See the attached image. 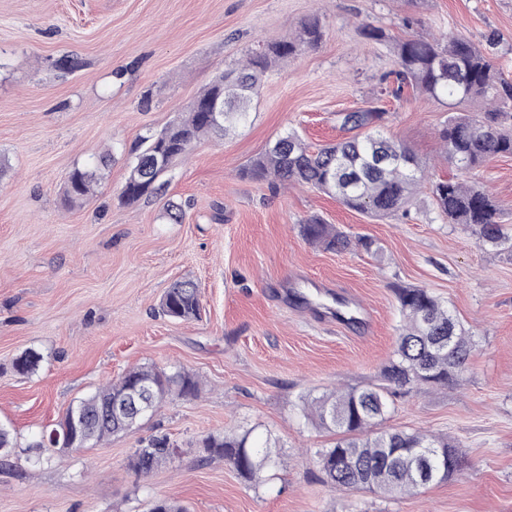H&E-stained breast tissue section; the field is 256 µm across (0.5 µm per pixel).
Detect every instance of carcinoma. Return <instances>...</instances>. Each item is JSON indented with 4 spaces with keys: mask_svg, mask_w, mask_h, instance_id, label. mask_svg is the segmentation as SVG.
<instances>
[{
    "mask_svg": "<svg viewBox=\"0 0 512 512\" xmlns=\"http://www.w3.org/2000/svg\"><path fill=\"white\" fill-rule=\"evenodd\" d=\"M323 34L319 18L305 20L295 36L267 42L245 62L219 75L197 96L188 112L177 115L162 130L142 137L121 200L134 203L162 192L163 169L155 167L156 155L175 160L188 153L201 136H224L243 126L252 97L273 65L318 45ZM395 54L397 68L390 72L393 86L383 78L381 93L399 98L410 88L448 101L453 110L439 130V139L459 175L432 184L438 215L469 231L478 244L511 253L512 227L498 221L494 201L478 185L465 183L462 175L481 167L492 156L512 155V83L500 76L478 46L454 33L442 41H399ZM216 99L224 104L218 124L203 111ZM472 102L481 103L484 111L476 115L457 111ZM384 115L378 107L341 113V127L348 136L315 151L304 145L298 133L290 131L242 174L260 181L310 186L335 195L349 209L376 218L391 217L409 207L425 180V171L405 145L384 135ZM105 167L107 158L103 157L93 167L74 168L64 186V202L87 198L92 185L103 178ZM301 232L307 241L327 251L342 252L356 246L368 253L378 252L374 241H353L318 217L308 219ZM393 291L402 323L393 356L381 372V383L302 398L307 418L336 435L332 447L315 451L325 481L336 489L367 488L388 495H409L446 481L462 464L458 445L444 437L383 426L398 391L462 382L473 350L471 335L447 303L426 288L396 286ZM160 310L176 320L197 319L198 285L190 279L174 281L160 300ZM41 360L38 351L29 349L13 360L12 369L20 375L32 374ZM137 383L152 395L151 416L167 400L192 399L201 388L199 377L186 370L168 373L149 366L128 370L76 400L86 412L90 444L138 427V420L123 422L108 414L125 385ZM274 447L270 439L261 441L250 431L208 435L201 440L200 462L220 460L246 479L260 482L274 461ZM173 457L168 438L157 436L144 449L133 451L128 466L137 476L147 477Z\"/></svg>",
    "mask_w": 512,
    "mask_h": 512,
    "instance_id": "cac0c4a2",
    "label": "carcinoma"
}]
</instances>
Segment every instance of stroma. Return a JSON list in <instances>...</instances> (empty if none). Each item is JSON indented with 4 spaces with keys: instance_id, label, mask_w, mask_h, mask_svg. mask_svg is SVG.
I'll return each mask as SVG.
<instances>
[{
    "instance_id": "obj_1",
    "label": "stroma",
    "mask_w": 512,
    "mask_h": 512,
    "mask_svg": "<svg viewBox=\"0 0 512 512\" xmlns=\"http://www.w3.org/2000/svg\"><path fill=\"white\" fill-rule=\"evenodd\" d=\"M313 16L321 43L274 65L245 126L176 159L165 198L121 202L141 136ZM366 24L389 42L365 40ZM450 32L512 80V0H0V425L14 436L0 512H149L159 498L188 512H512V257L438 215L431 184L454 172L438 138L448 108L379 92L394 42ZM66 57L79 68L61 70ZM372 102L429 176L407 211L375 219L316 189L242 176L279 135L293 129L320 148L343 138L339 113ZM107 152L94 194L63 207L69 172ZM468 178L512 224V156ZM168 199L182 204V223L163 219ZM313 216L379 253L309 245L300 226ZM183 278L200 291L201 314L188 322L159 309ZM397 285L448 302L475 347L461 385L397 395L386 425L448 436L462 466L409 496L338 490L320 481L314 457L334 437L304 420L301 398L379 383L401 321ZM348 296L368 327L309 308ZM30 348L40 366L18 375L11 362ZM143 365L194 372L202 389L133 433L34 466L36 434ZM248 429L272 437L284 462L264 481L200 462L202 438ZM162 435L179 456L138 477L129 456Z\"/></svg>"
}]
</instances>
